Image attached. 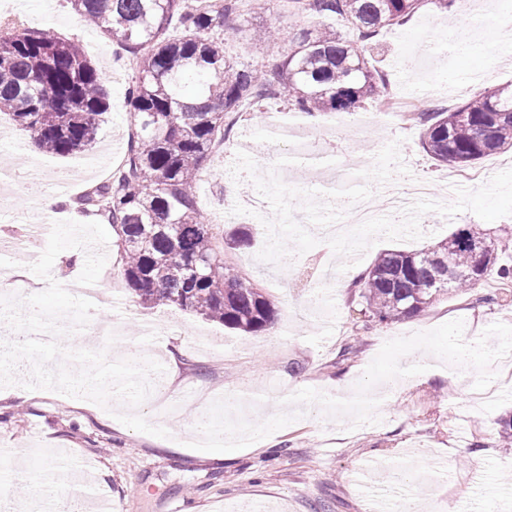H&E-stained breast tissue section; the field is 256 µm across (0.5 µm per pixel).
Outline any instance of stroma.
Returning a JSON list of instances; mask_svg holds the SVG:
<instances>
[{
    "label": "stroma",
    "mask_w": 512,
    "mask_h": 512,
    "mask_svg": "<svg viewBox=\"0 0 512 512\" xmlns=\"http://www.w3.org/2000/svg\"><path fill=\"white\" fill-rule=\"evenodd\" d=\"M12 2L30 27L81 45L106 77L110 109L94 151L68 156L44 152L1 113L0 130L8 140L0 143V162L14 172L44 165L43 179L50 183L66 175L69 204L57 220L90 222L92 214L76 201L103 176L86 174L83 166L106 147L121 156L127 151L132 58L101 29L81 21L68 0ZM510 16L512 0H454L447 9L425 0L404 23L383 28L373 39L374 64L385 78L381 98L342 114H306L279 100L236 113L220 154L200 169L197 202L209 220L251 230V244L225 249L224 261L269 299L274 328L254 336L171 304L143 308L120 275L115 240H108L96 308L103 320L115 323L118 342H93L77 332L61 343L69 349L103 348L114 360L119 342L157 326L156 339L144 346L149 356L162 363L167 348L182 350L175 377L165 381L177 418L164 423L151 403L137 407L151 424L165 425L169 435L160 438L126 427L87 400L38 390L20 403L0 390V446L13 449L0 455V471L46 474L62 461L78 463L86 476L83 512H96L101 495L111 498L115 512H170L178 502L184 512H227L232 506L238 512H392L407 495L421 500L423 512H512V440L499 437L502 419L512 415V356L492 364L496 378L484 399L475 396V370L460 371L418 351L403 362L428 364V371L375 385L382 395L379 423L354 429L350 418L306 409L261 447L206 452L184 441L200 389L215 399L228 391L241 393L244 417L259 423L280 413L284 399L305 387L332 396L342 381L345 396H352L389 339L458 318L468 342L493 323L512 325V297L485 299L497 287L494 278L391 324L364 318L354 288L339 285L349 270L366 271L383 251L427 249L465 226L494 239L499 263L512 265V149L477 163L480 182L455 180L451 168L424 150L418 121L384 112L390 97L424 109L453 108L511 83L512 50L496 39L502 19ZM313 25V19L283 7L253 13L244 5L224 27V51L239 64L269 67ZM450 25L480 44L481 52L441 50ZM263 27L277 28V40H255L254 31ZM430 44L438 45L439 53L412 67L416 54ZM318 133L325 137L321 163L284 164L281 149ZM261 147L274 150L271 162H260ZM414 180L428 182L432 194L413 201L412 232L393 221L382 230L346 224L351 198L364 197L375 210L385 191H403ZM9 189L12 208L0 219V238L36 223L41 212L39 192L14 182ZM323 212L340 223L335 242H325L316 231ZM326 273L335 286L319 310L308 301L307 283ZM366 462L373 468L360 486L351 472Z\"/></svg>",
    "instance_id": "1"
}]
</instances>
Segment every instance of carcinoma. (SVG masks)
Wrapping results in <instances>:
<instances>
[{
    "label": "carcinoma",
    "mask_w": 512,
    "mask_h": 512,
    "mask_svg": "<svg viewBox=\"0 0 512 512\" xmlns=\"http://www.w3.org/2000/svg\"><path fill=\"white\" fill-rule=\"evenodd\" d=\"M319 20L341 17L359 43L314 28L272 69L239 65L224 52V19L239 0H70L80 17L105 31L136 59L129 91L135 136L122 174L78 201L110 225L121 253V275L147 305L174 304L229 329L259 335L275 311L247 279L224 267L214 247L217 225L201 212L193 190L224 119L248 104L282 100L300 112H349L380 93L383 76L367 56L380 29L398 24L423 0H291ZM180 33L167 35L172 21ZM107 108L105 78L74 42L17 25L0 28V112L43 150L69 155L90 147ZM423 148L452 168L512 148V84L453 109L418 113ZM478 229L465 227L436 247L380 254L354 282L371 321L389 324L423 312L441 296L468 290L512 269L474 272L463 246ZM229 248L249 233L224 232Z\"/></svg>",
    "instance_id": "obj_1"
}]
</instances>
